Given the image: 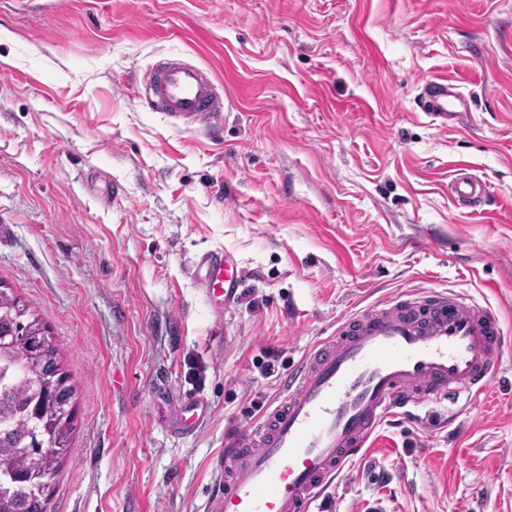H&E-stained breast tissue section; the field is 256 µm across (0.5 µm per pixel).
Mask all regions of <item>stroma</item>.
<instances>
[{"mask_svg":"<svg viewBox=\"0 0 512 512\" xmlns=\"http://www.w3.org/2000/svg\"><path fill=\"white\" fill-rule=\"evenodd\" d=\"M170 55L214 70L219 137L143 105ZM435 78L470 124L420 109ZM216 249L244 270L219 324ZM0 288L74 388L51 512H203L226 432L339 320L445 290L501 314L490 392L388 419L325 509L512 512V0H0ZM188 395L208 415L180 434ZM448 195L456 204L478 214L484 213L486 186L480 178L467 173L456 174L448 182ZM207 416V408L204 402L198 398H185L169 408L171 426L179 433H189Z\"/></svg>","mask_w":512,"mask_h":512,"instance_id":"1","label":"stroma"}]
</instances>
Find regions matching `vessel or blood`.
<instances>
[{
  "label": "vessel or blood",
  "mask_w": 512,
  "mask_h": 512,
  "mask_svg": "<svg viewBox=\"0 0 512 512\" xmlns=\"http://www.w3.org/2000/svg\"><path fill=\"white\" fill-rule=\"evenodd\" d=\"M420 99L443 125L467 109L456 86L442 78L427 81ZM145 101L188 130L214 129L224 114L212 73L178 57L150 71ZM448 195L479 214L486 186L459 173ZM198 267L207 297L219 303L214 317L222 319L244 272L220 250L202 256ZM502 343L499 315L454 292L381 302L339 320L331 337L290 372L278 404L227 437L223 491L205 512H321L345 466L388 418L451 395L488 392ZM206 415L198 398L169 408L181 433L195 430Z\"/></svg>",
  "instance_id": "obj_1"
}]
</instances>
